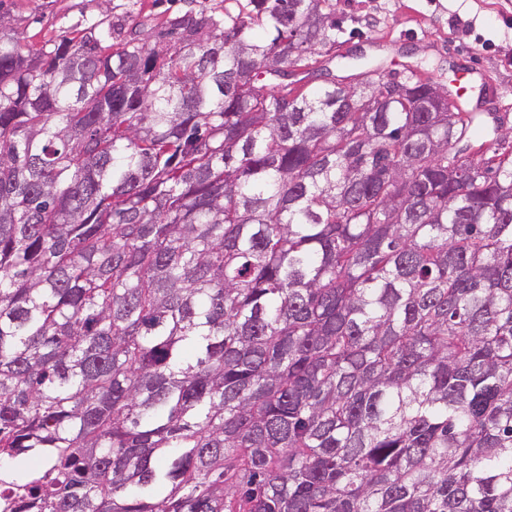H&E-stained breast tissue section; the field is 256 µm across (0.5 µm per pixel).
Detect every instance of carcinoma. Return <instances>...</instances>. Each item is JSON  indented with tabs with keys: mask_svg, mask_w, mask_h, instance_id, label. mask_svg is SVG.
I'll return each mask as SVG.
<instances>
[{
	"mask_svg": "<svg viewBox=\"0 0 512 512\" xmlns=\"http://www.w3.org/2000/svg\"><path fill=\"white\" fill-rule=\"evenodd\" d=\"M237 2L0 13V512H512V137ZM0 0L1 12L15 20L22 50L40 48L64 33H77L91 25L108 28L122 24L123 36L139 29L157 32L170 14L188 9L233 10L234 0Z\"/></svg>",
	"mask_w": 512,
	"mask_h": 512,
	"instance_id": "1",
	"label": "carcinoma"
}]
</instances>
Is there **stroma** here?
Returning <instances> with one entry per match:
<instances>
[{
    "label": "stroma",
    "mask_w": 512,
    "mask_h": 512,
    "mask_svg": "<svg viewBox=\"0 0 512 512\" xmlns=\"http://www.w3.org/2000/svg\"><path fill=\"white\" fill-rule=\"evenodd\" d=\"M234 7L233 0H0L25 50L93 25L154 33L174 13ZM336 20V49L317 56L306 83L319 82L325 68L348 75L345 57H364L387 74L422 63L450 88L467 68L461 111L499 132L512 130V0H336Z\"/></svg>",
    "instance_id": "35a3bbf8"
}]
</instances>
